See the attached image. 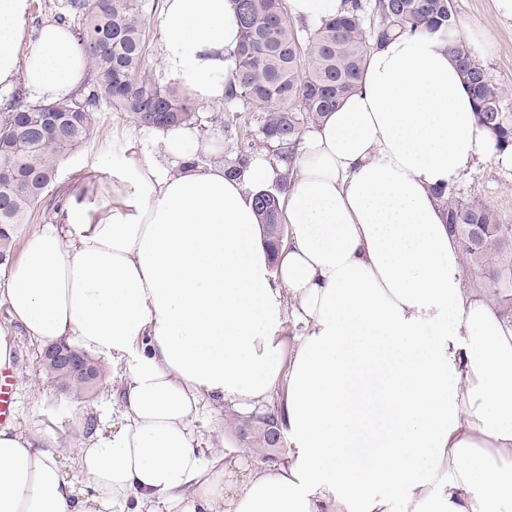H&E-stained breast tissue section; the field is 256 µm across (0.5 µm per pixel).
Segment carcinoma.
<instances>
[{"label":"carcinoma","instance_id":"cac0c4a2","mask_svg":"<svg viewBox=\"0 0 512 512\" xmlns=\"http://www.w3.org/2000/svg\"><path fill=\"white\" fill-rule=\"evenodd\" d=\"M341 15L305 30L291 23L284 0H234L240 41L226 80L242 114L256 118L263 143L288 147L294 154L308 128L359 85L367 55L400 33L423 32L448 43L459 62L478 121L494 136L497 150L512 149V108L458 35L452 0H346ZM73 30L89 57L91 78L86 91L52 102L14 101L0 113V264L9 260L15 239L8 230L28 223L34 209L50 200L58 209L63 198L53 185L58 165L97 131V114L106 106L130 114L138 126L168 130L195 123V105L177 82L162 84L144 68L145 22L140 0H67ZM252 144L238 146L228 173L237 175L251 158ZM445 223L457 237L462 255L480 272L483 288L507 316H512V228L497 211L450 190L438 192ZM255 207L265 236L273 238L279 223L275 196L260 193ZM44 368L58 381L83 391L86 380L64 377L51 364ZM281 410L270 421L248 422L237 431H258L268 453L276 451L268 426L280 423Z\"/></svg>","mask_w":512,"mask_h":512}]
</instances>
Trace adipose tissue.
<instances>
[{"instance_id": "ef3b65f1", "label": "adipose tissue", "mask_w": 512, "mask_h": 512, "mask_svg": "<svg viewBox=\"0 0 512 512\" xmlns=\"http://www.w3.org/2000/svg\"><path fill=\"white\" fill-rule=\"evenodd\" d=\"M0 0V108L56 101L87 56ZM232 0H165L162 63L224 98ZM194 129L126 139L27 233L0 304L31 339L119 365L123 422L50 451L0 427V512H512V321L468 288L435 189L497 152L445 42L403 34L298 148L271 265L254 194L286 166L200 162ZM282 408L288 454L205 453L207 407Z\"/></svg>"}]
</instances>
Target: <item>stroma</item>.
I'll return each mask as SVG.
<instances>
[{
    "label": "stroma",
    "instance_id": "1",
    "mask_svg": "<svg viewBox=\"0 0 512 512\" xmlns=\"http://www.w3.org/2000/svg\"><path fill=\"white\" fill-rule=\"evenodd\" d=\"M164 3L165 0H142L147 33L144 66L156 78L167 82L174 75L164 68L158 48ZM453 5L462 38L472 40L474 32L482 30L494 40V50L480 53L479 59L491 82L512 104V20L498 15L493 0H453ZM196 112L195 129L199 137L205 142H218L224 149L225 160L235 159L238 139L258 136V125L252 120L227 126L230 112L224 102L197 104ZM137 129L127 113L112 109L101 112L97 133L61 162L58 187H65L83 166L110 168L113 142L125 139ZM454 189L458 198L490 204L501 223L512 225V169L503 168L494 158L483 159L455 182ZM0 332L12 336L15 344L10 424L37 432L49 446L73 448L94 429L120 421V405L112 397L111 378H104L91 394L62 391L40 362L41 348L14 324L3 304H0Z\"/></svg>",
    "mask_w": 512,
    "mask_h": 512
}]
</instances>
